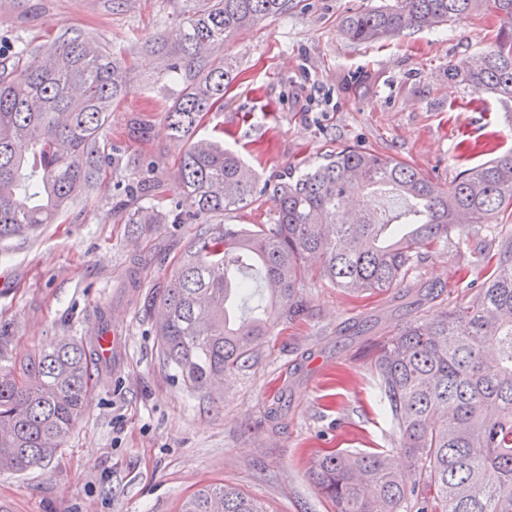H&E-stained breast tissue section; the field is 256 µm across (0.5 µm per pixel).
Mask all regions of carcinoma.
Here are the masks:
<instances>
[{"instance_id":"obj_1","label":"carcinoma","mask_w":512,"mask_h":512,"mask_svg":"<svg viewBox=\"0 0 512 512\" xmlns=\"http://www.w3.org/2000/svg\"><path fill=\"white\" fill-rule=\"evenodd\" d=\"M487 3L503 22L496 45L448 64V76L476 92L512 100V0H395L342 22L343 36L372 43L468 17ZM288 10V0H193L180 12V39L154 42L182 84L165 108L174 135L190 137L224 106L234 77L224 44ZM126 59L66 31L0 67V241L55 223L112 163L103 128L130 86ZM184 196L173 223L207 225L160 293L155 336L163 364L194 391L213 389L243 366L274 322L305 319L309 268L355 295L394 293L410 269L453 236L479 228L483 280L469 300L432 321L414 320L376 348L378 375L407 469L390 452L336 449L317 460L313 480L333 512H512V151L465 167L442 187L409 163L345 146L324 162L272 184L271 224L209 226L254 202L259 173L215 139L184 154ZM397 192L407 208L380 219L355 191ZM250 316L228 314L226 291L249 298ZM0 349V472L42 465L70 434L93 389L99 362L83 342L63 339L19 363ZM182 512H266L237 488L209 485Z\"/></svg>"}]
</instances>
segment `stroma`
<instances>
[{
    "label": "stroma",
    "mask_w": 512,
    "mask_h": 512,
    "mask_svg": "<svg viewBox=\"0 0 512 512\" xmlns=\"http://www.w3.org/2000/svg\"><path fill=\"white\" fill-rule=\"evenodd\" d=\"M381 0H289L286 13L231 39L224 60L236 80L223 110L197 137H219L269 183L347 145L409 162L440 185L488 160L482 146L512 148V101L451 80L449 63L488 49L494 11L372 44L352 43L340 23ZM181 0H0V53L68 29L133 57L130 94L103 129L113 163L104 183L57 223L0 243V336L20 359L64 337L113 336L111 362L61 448L23 474L0 472V512H181L210 484L238 488L266 512H332L310 477L323 453L394 447L369 349L409 321H427L467 300L481 281L477 250L449 240L407 276L405 293L354 297L310 270L305 321L276 324L245 367L211 392L188 389L159 357L153 304L198 225L142 224L137 208L167 214L182 198L187 142L172 138L163 108L180 86L147 50L175 41ZM146 118V136L134 135ZM158 187L137 193L144 177ZM444 287L423 307L415 282ZM368 328L352 335V323Z\"/></svg>",
    "instance_id": "1"
}]
</instances>
